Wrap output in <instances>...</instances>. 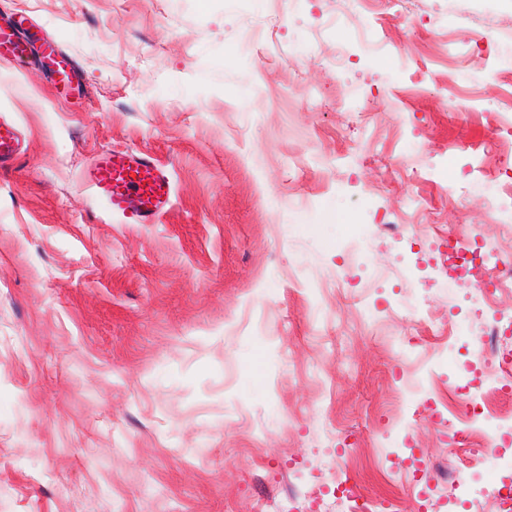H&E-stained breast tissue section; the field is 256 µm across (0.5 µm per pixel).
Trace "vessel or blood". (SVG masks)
Instances as JSON below:
<instances>
[{
  "label": "vessel or blood",
  "instance_id": "b4317fda",
  "mask_svg": "<svg viewBox=\"0 0 512 512\" xmlns=\"http://www.w3.org/2000/svg\"><path fill=\"white\" fill-rule=\"evenodd\" d=\"M32 36L16 30H0V58L28 56ZM40 60L54 76L58 94L74 91V66L50 41L41 42ZM16 128L0 122V167L8 165L19 150ZM83 182L104 202L110 213L129 218L137 224L156 223L168 205L172 193L169 177L162 165L148 156L104 151L81 174Z\"/></svg>",
  "mask_w": 512,
  "mask_h": 512
}]
</instances>
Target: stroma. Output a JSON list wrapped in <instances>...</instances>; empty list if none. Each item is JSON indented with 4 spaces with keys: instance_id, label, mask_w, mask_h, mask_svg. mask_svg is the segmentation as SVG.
Instances as JSON below:
<instances>
[{
    "instance_id": "obj_1",
    "label": "stroma",
    "mask_w": 512,
    "mask_h": 512,
    "mask_svg": "<svg viewBox=\"0 0 512 512\" xmlns=\"http://www.w3.org/2000/svg\"><path fill=\"white\" fill-rule=\"evenodd\" d=\"M332 9L0 0V25L27 15L81 88L58 102L33 60L0 59V120L21 140L0 169V512H293L343 481L375 512H467L507 478L512 391L478 472L447 424L420 423L409 448L403 422L495 382L465 349L480 315L468 281L443 288L437 243L474 228L512 263L482 176L512 164V0L484 60L457 47L485 23L469 0H421L410 23L366 0L376 54ZM249 20L264 29L247 52ZM106 150L167 168L157 223L83 183ZM385 214L412 232L378 229ZM360 225L368 258L418 288L362 293L345 248ZM451 313V334L421 322ZM447 471L448 507L426 481Z\"/></svg>"
}]
</instances>
